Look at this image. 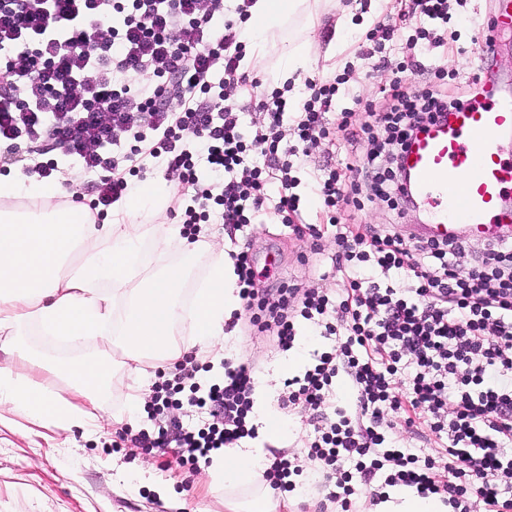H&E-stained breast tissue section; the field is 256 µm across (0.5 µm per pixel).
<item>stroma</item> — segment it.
<instances>
[{
    "instance_id": "stroma-1",
    "label": "stroma",
    "mask_w": 512,
    "mask_h": 512,
    "mask_svg": "<svg viewBox=\"0 0 512 512\" xmlns=\"http://www.w3.org/2000/svg\"><path fill=\"white\" fill-rule=\"evenodd\" d=\"M407 5L408 0H338L331 15L322 18L312 32L309 64L299 72L298 83L290 85L289 99L300 102L308 98L310 80L345 75L351 96L343 104L351 110L349 123L355 129L365 121V107L376 100L380 88L397 80L420 86L432 81L431 72L411 69L410 58L400 51L385 50V64L380 68L366 54L374 46L367 38L368 33L379 21L401 13ZM494 8L493 0H452L448 31L453 39L439 49L436 59L437 67L448 78L468 81L477 74L482 80L500 86L512 84V30H498L500 48L492 59L481 63L466 51ZM345 15L351 22L345 25L342 37H335V27ZM278 59V51H271L263 65L249 73L256 81L255 86L239 85L230 91L229 100L235 104L245 130H255L265 123L258 103L262 95L280 85L275 74ZM57 162L52 179L60 184L65 199L90 204L96 196L98 174L82 172L79 162L69 156H58ZM297 191L306 199L307 222L324 227L320 240L289 236L279 218L267 210L256 213L252 224L233 237L217 216H210L206 223L208 239L215 246L229 252L237 245H245L259 272V295L272 303L277 302L283 288L292 290L294 298L299 299L311 288L333 294L342 286L331 263L337 250V229L328 225L309 180H302ZM419 220L420 214L414 209L397 213L378 196L367 200L355 214L356 224L374 229L384 224L402 228ZM250 318L249 311H242L215 352L223 360L250 363L256 384L270 379L283 383L288 362H295L296 372H303L313 352L329 348L328 340L307 336L292 350L282 351L275 333L252 326ZM64 356L72 362L91 357L115 363V373L98 410L106 428L91 434L80 428L42 424L20 413L0 412V512H167L164 502L152 491L157 480L169 482L174 496L202 512H224V494L211 491L205 464H178L170 452L160 448H113V440L130 428L129 423L112 421L133 383L132 375L122 366L121 347L103 340L65 351ZM280 398V393H273L269 402L272 411L287 423V433L278 440H270L266 424L261 421L257 424V438L245 442L262 460L275 453L302 455L313 432L312 412L282 408ZM295 482L296 488L288 497L294 512H318L320 502L330 490L323 470L307 464Z\"/></svg>"
}]
</instances>
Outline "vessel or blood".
I'll return each instance as SVG.
<instances>
[{"label":"vessel or blood","instance_id":"vessel-or-blood-1","mask_svg":"<svg viewBox=\"0 0 512 512\" xmlns=\"http://www.w3.org/2000/svg\"><path fill=\"white\" fill-rule=\"evenodd\" d=\"M512 100L487 93L417 133L404 155L408 190L430 221L417 236L512 239Z\"/></svg>","mask_w":512,"mask_h":512}]
</instances>
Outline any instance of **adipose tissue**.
<instances>
[{
    "label": "adipose tissue",
    "instance_id": "obj_1",
    "mask_svg": "<svg viewBox=\"0 0 512 512\" xmlns=\"http://www.w3.org/2000/svg\"><path fill=\"white\" fill-rule=\"evenodd\" d=\"M330 0H254L241 37L250 47L242 66L262 65L269 48L280 50L278 73L291 77L307 64L308 42L299 17L325 12ZM58 183L14 170L0 177V349L17 355L12 340L34 326L70 345L109 338L118 327L125 357L172 368L186 357L207 362L224 336V325L240 307L234 266L206 234L196 240L169 224L155 242L159 254L179 253L177 262L142 278L146 234L138 224L144 202L165 203L158 184L133 187L112 207L108 222L97 223L88 208L61 202ZM31 200L28 208L19 199ZM207 273L190 305L181 302L192 264ZM43 378L0 365V409L35 416L59 428L99 426L101 391L111 374L98 360L63 365L40 360ZM70 394L56 395V380ZM213 489L224 492V512H276L273 492L255 455L233 448L212 455Z\"/></svg>",
    "mask_w": 512,
    "mask_h": 512
}]
</instances>
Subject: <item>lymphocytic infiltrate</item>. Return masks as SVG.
I'll return each instance as SVG.
<instances>
[{"label":"lymphocytic infiltrate","mask_w":512,"mask_h":512,"mask_svg":"<svg viewBox=\"0 0 512 512\" xmlns=\"http://www.w3.org/2000/svg\"><path fill=\"white\" fill-rule=\"evenodd\" d=\"M224 0H0V141L24 137L44 158L40 176L57 164L52 153L79 157L83 172L100 173L95 206L110 207L139 175L137 159L158 160L179 177L175 205L183 234L196 238L201 221L217 213L224 226L247 227L270 195L293 234L321 239L320 225L302 221L300 148L329 138L325 115L336 108L343 77L313 80L311 95L289 103L276 89L262 105L265 128L247 132L224 91L245 83V45L238 22L216 27ZM449 0H410L407 13L378 23L382 41L407 24L416 36L408 50L432 52L433 30L448 23ZM121 15L116 26L106 18ZM475 83L453 92L438 83L393 85L369 110L351 144H367L343 168L325 165L315 192L330 223L341 205L362 209L363 189L392 206L406 204L400 165L409 140L451 109L470 104ZM177 100L179 111L163 107ZM337 109V108H336ZM296 119L284 131L286 112ZM135 144L117 152L122 137ZM396 166L376 164L380 149ZM265 167L250 165L253 153ZM208 163L199 173L198 158ZM332 267L343 288L329 297L308 289L300 306L287 296L276 304L259 297L247 251L234 253L240 299L259 329L275 328L292 349L302 325L331 340L303 374L286 379L282 407L315 414L307 458L325 469L335 489L329 501L353 512L357 486L384 498L406 486L435 495L452 512H512V241L496 240L467 273L455 258L461 243L421 239L408 244L384 230L338 233ZM400 281L382 285L377 271ZM222 380L198 382L192 362L175 380L153 384L148 415L155 433L121 434L135 448L174 449L179 463L197 464L212 452L256 438L251 422L254 376L247 363H224ZM345 378L354 408L333 402L336 378ZM402 419L414 436L431 441L435 456L397 444L387 416Z\"/></svg>","instance_id":"f902f5d3"}]
</instances>
